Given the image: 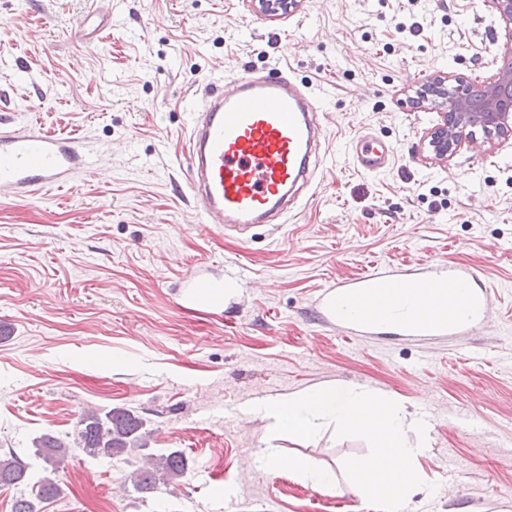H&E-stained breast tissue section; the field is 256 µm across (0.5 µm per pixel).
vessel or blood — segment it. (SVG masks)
<instances>
[{
	"instance_id": "vessel-or-blood-1",
	"label": "vessel or blood",
	"mask_w": 512,
	"mask_h": 512,
	"mask_svg": "<svg viewBox=\"0 0 512 512\" xmlns=\"http://www.w3.org/2000/svg\"><path fill=\"white\" fill-rule=\"evenodd\" d=\"M322 115L318 98L290 78H256L246 71L225 76L223 91L189 115L188 189L196 223L244 236L287 213L314 179L324 137ZM389 153V146L365 137L356 144V164L376 172L385 167ZM98 162L97 152L76 138L33 125L0 134V199H24L64 185ZM398 281L416 292L430 282L464 284L470 290L468 306L392 324L365 316L348 320L338 313L341 298L365 292L380 297ZM210 285L203 270H194L183 281L180 298L198 304ZM494 300L477 268L431 262L406 273L372 266L323 289L315 306L322 324L346 336L394 333L425 344L435 336L462 337L487 329Z\"/></svg>"
}]
</instances>
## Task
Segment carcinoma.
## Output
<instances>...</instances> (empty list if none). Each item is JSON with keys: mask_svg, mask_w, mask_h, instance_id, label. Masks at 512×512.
Wrapping results in <instances>:
<instances>
[{"mask_svg": "<svg viewBox=\"0 0 512 512\" xmlns=\"http://www.w3.org/2000/svg\"><path fill=\"white\" fill-rule=\"evenodd\" d=\"M149 432L144 421L122 407L105 412L85 409L80 414L71 440L46 433L36 439L35 455L44 463L45 475L31 484L27 465L13 452L0 455V487L21 488L32 485V494L20 493L12 504V512H40L38 504L58 497L62 488L57 473L75 449L92 458H117L130 448L147 446ZM187 474L183 452L147 454L130 475L133 488L142 493H155L160 485L174 483Z\"/></svg>", "mask_w": 512, "mask_h": 512, "instance_id": "1", "label": "carcinoma"}]
</instances>
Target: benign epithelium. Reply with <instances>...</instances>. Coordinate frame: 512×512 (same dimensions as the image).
Instances as JSON below:
<instances>
[{
  "label": "benign epithelium",
  "instance_id": "obj_1",
  "mask_svg": "<svg viewBox=\"0 0 512 512\" xmlns=\"http://www.w3.org/2000/svg\"><path fill=\"white\" fill-rule=\"evenodd\" d=\"M503 48L504 66L483 86L439 75L416 97L417 105L430 101L440 110L441 122L427 137L434 158L512 136V31Z\"/></svg>",
  "mask_w": 512,
  "mask_h": 512
}]
</instances>
